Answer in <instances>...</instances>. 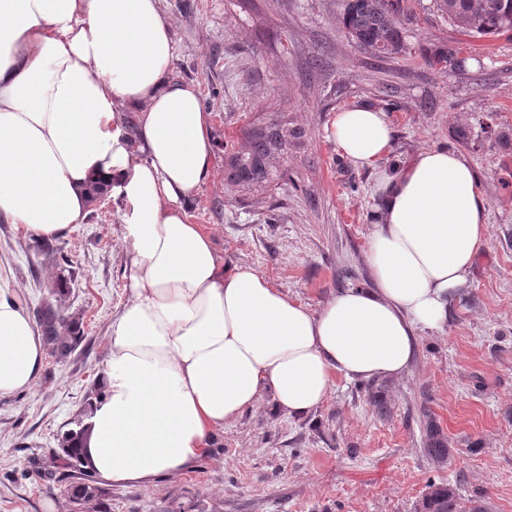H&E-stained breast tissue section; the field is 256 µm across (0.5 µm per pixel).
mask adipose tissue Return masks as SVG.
<instances>
[{
    "mask_svg": "<svg viewBox=\"0 0 512 512\" xmlns=\"http://www.w3.org/2000/svg\"><path fill=\"white\" fill-rule=\"evenodd\" d=\"M174 57L161 0H0V222L58 239L87 222L93 180L118 206L127 298L80 442L86 469L116 484L199 464L262 395L304 418L336 377L400 378L487 241L469 162L428 147L386 166L392 125L359 102L335 113L330 138L375 175L371 287L315 313L255 270H225L190 214L216 171L212 114ZM43 357L35 321L0 287V397L33 389Z\"/></svg>",
    "mask_w": 512,
    "mask_h": 512,
    "instance_id": "adipose-tissue-1",
    "label": "adipose tissue"
}]
</instances>
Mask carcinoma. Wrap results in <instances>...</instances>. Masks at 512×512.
I'll use <instances>...</instances> for the list:
<instances>
[{"label": "carcinoma", "instance_id": "cac0c4a2", "mask_svg": "<svg viewBox=\"0 0 512 512\" xmlns=\"http://www.w3.org/2000/svg\"><path fill=\"white\" fill-rule=\"evenodd\" d=\"M441 15L464 33L494 37L508 31L512 23V0H434ZM408 15L407 0H348L343 16V31L354 46L376 58L400 54L405 44L404 22ZM429 66L453 62L457 68L464 60L448 50L437 49L425 55ZM478 135L501 145L512 143V135L496 130L485 121H477ZM301 138V131L290 126L286 116L273 113L264 121L243 131L240 143L224 157L227 180L242 195L261 202L285 175L288 148ZM70 281L57 276L50 283V298L34 309L44 345L56 362L66 361L82 343L81 317L69 312L67 299ZM370 402L377 414L388 417L391 405L384 386L369 387ZM93 397L86 398L70 428L57 435L58 450L36 466L39 479L46 483L67 482V512H103L106 492L93 475L84 469L76 444L84 433V421L92 412ZM424 453L441 466L450 460L448 438L432 418H427ZM417 512H487L485 498L461 497L458 489L441 482L428 486L427 496L417 504Z\"/></svg>", "mask_w": 512, "mask_h": 512}]
</instances>
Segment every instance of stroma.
Returning <instances> with one entry per match:
<instances>
[{"label":"stroma","mask_w":512,"mask_h":512,"mask_svg":"<svg viewBox=\"0 0 512 512\" xmlns=\"http://www.w3.org/2000/svg\"><path fill=\"white\" fill-rule=\"evenodd\" d=\"M177 43L175 74L197 83L213 114L214 153L269 113L303 130L287 175L265 205L248 206L216 174L193 203L224 263L262 273L319 311L336 291L371 284L366 246L374 175L341 157L329 137L335 112L366 102L386 112L392 158L441 147L463 154L487 205V241L471 285L447 326L419 333L408 373L389 381L391 417L380 418L367 384L337 378L327 400L296 419L271 397L225 425L213 457L149 485H115L106 512H414L430 483L483 495L512 512V147L460 144L457 129L495 112L512 128V32L493 38L450 25L433 0H410L408 53L378 59L342 29L345 0H162ZM460 51L465 70L429 67L421 47ZM279 219L269 223L268 207ZM98 220L55 240L73 274L70 304L85 338L62 365L44 358L37 386L0 398V512H63L66 484L46 485L36 462L81 408L110 355L109 327L124 304L122 229L115 203ZM40 241L0 223V282L25 309L44 300L56 274L40 266ZM447 434L454 457L424 455L426 417Z\"/></svg>","instance_id":"1"}]
</instances>
